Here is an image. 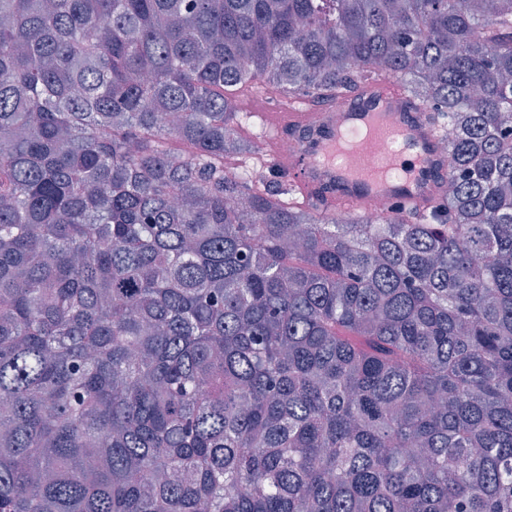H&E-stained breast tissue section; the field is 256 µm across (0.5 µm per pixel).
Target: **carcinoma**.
Here are the masks:
<instances>
[{
    "mask_svg": "<svg viewBox=\"0 0 512 512\" xmlns=\"http://www.w3.org/2000/svg\"><path fill=\"white\" fill-rule=\"evenodd\" d=\"M380 73L427 212L228 167ZM0 512H512V0H0Z\"/></svg>",
    "mask_w": 512,
    "mask_h": 512,
    "instance_id": "1",
    "label": "carcinoma"
}]
</instances>
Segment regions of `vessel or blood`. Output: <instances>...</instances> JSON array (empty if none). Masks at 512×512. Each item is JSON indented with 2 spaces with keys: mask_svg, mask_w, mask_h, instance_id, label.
Instances as JSON below:
<instances>
[{
  "mask_svg": "<svg viewBox=\"0 0 512 512\" xmlns=\"http://www.w3.org/2000/svg\"><path fill=\"white\" fill-rule=\"evenodd\" d=\"M257 118L268 150H275L283 133L297 137L298 153L283 163L289 184L305 195L324 196L330 209L363 212L378 197L418 209L437 195L448 172L435 128L388 76L364 79L358 96L337 101L330 112L309 111L305 98L293 97L288 107H269ZM381 140L393 142L394 152L377 155Z\"/></svg>",
  "mask_w": 512,
  "mask_h": 512,
  "instance_id": "vessel-or-blood-1",
  "label": "vessel or blood"
}]
</instances>
